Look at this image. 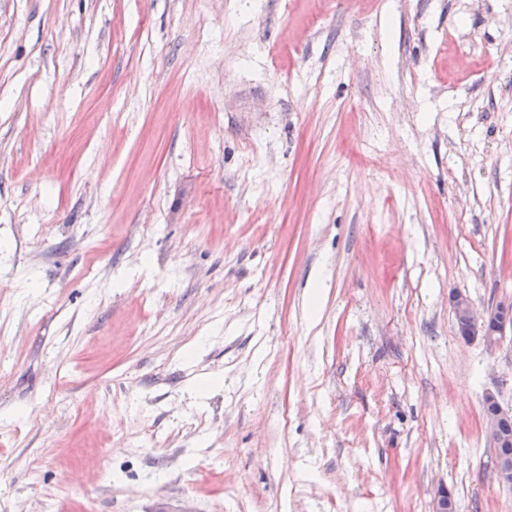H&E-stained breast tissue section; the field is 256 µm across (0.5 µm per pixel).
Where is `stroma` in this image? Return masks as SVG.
Returning <instances> with one entry per match:
<instances>
[{"label":"stroma","mask_w":512,"mask_h":512,"mask_svg":"<svg viewBox=\"0 0 512 512\" xmlns=\"http://www.w3.org/2000/svg\"><path fill=\"white\" fill-rule=\"evenodd\" d=\"M512 0H0V512H512ZM456 322L468 330L458 327L459 335L467 341L480 336L488 345H494L498 336L503 335L507 327H512V301H502L494 307L478 312L470 297L455 293L450 297ZM484 420L487 433L495 447L510 441L512 437L506 432V427L511 425V413L504 411L498 401L491 395L484 398Z\"/></svg>","instance_id":"stroma-1"}]
</instances>
